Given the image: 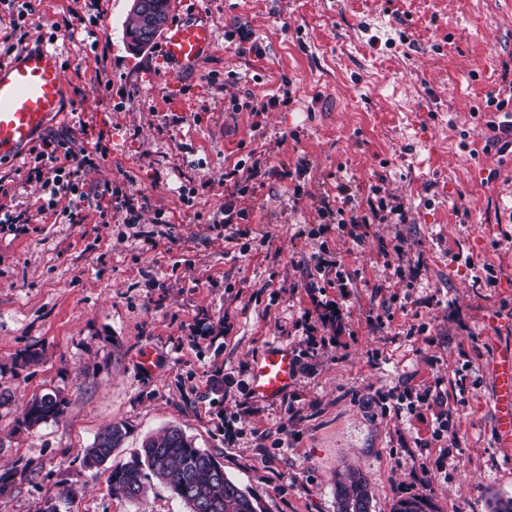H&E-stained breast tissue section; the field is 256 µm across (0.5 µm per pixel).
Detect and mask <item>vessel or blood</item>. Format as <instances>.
I'll list each match as a JSON object with an SVG mask.
<instances>
[{"label":"vessel or blood","mask_w":512,"mask_h":512,"mask_svg":"<svg viewBox=\"0 0 512 512\" xmlns=\"http://www.w3.org/2000/svg\"><path fill=\"white\" fill-rule=\"evenodd\" d=\"M214 31L197 17L171 25L158 50L170 74L195 69L210 54ZM63 68L55 49L37 44L18 51L0 64V159L15 157L62 113ZM297 363L287 349L266 348L256 357L251 373L254 397L272 399L291 387ZM496 418L502 436L512 438V350L503 355L496 376Z\"/></svg>","instance_id":"1"}]
</instances>
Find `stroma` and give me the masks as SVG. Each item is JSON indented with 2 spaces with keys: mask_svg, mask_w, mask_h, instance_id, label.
I'll return each instance as SVG.
<instances>
[{
  "mask_svg": "<svg viewBox=\"0 0 512 512\" xmlns=\"http://www.w3.org/2000/svg\"><path fill=\"white\" fill-rule=\"evenodd\" d=\"M131 5L34 4L27 42L64 71L65 116L40 137L104 155L78 224L41 210L18 173L29 153L0 162V205L28 217L0 227V512L50 496L57 512H186L154 478L134 501L109 489L172 425L264 512H336L349 472L371 512L411 497L492 512L512 497L493 402L512 348V163L481 132L488 97L512 99V0H198L216 42L177 78L157 49L129 50ZM107 183L147 195L137 223ZM378 195L354 240L349 218ZM272 344L298 371L258 399L252 363ZM46 393L63 414L26 427ZM114 423L123 447L87 467Z\"/></svg>",
  "mask_w": 512,
  "mask_h": 512,
  "instance_id": "1",
  "label": "stroma"
}]
</instances>
